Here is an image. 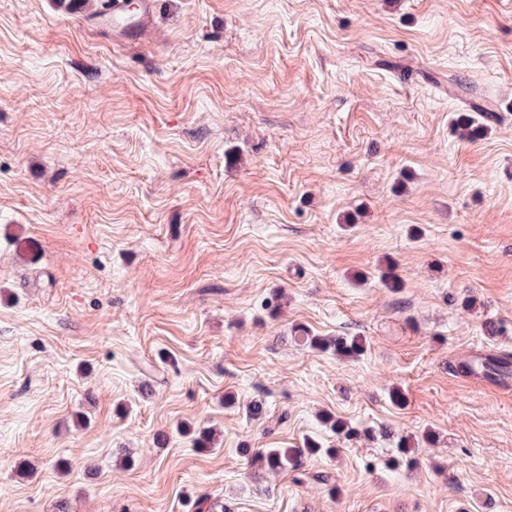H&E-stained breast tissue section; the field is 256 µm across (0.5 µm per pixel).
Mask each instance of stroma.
<instances>
[{
    "label": "stroma",
    "instance_id": "1",
    "mask_svg": "<svg viewBox=\"0 0 512 512\" xmlns=\"http://www.w3.org/2000/svg\"><path fill=\"white\" fill-rule=\"evenodd\" d=\"M82 18L0 0V512H512V393L452 369L512 353V7ZM106 12L112 21V36L126 42H143L148 39L153 28L158 0H110ZM297 332L306 335L300 336V338L303 341L305 340V342H309L311 346L325 350L331 349L339 356L356 357L363 351L362 342L355 336H336L333 339L322 336H309L308 331L302 327H299ZM322 444L309 439L305 442L304 448H268L262 453H258L257 457L259 462L271 470L284 471L288 465L292 464L294 460L301 455L318 454L322 451Z\"/></svg>",
    "mask_w": 512,
    "mask_h": 512
}]
</instances>
